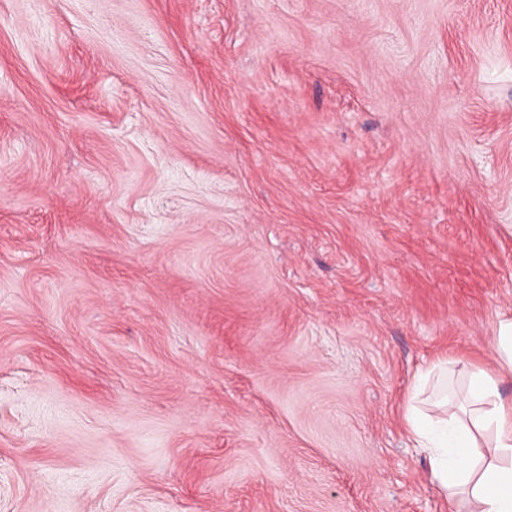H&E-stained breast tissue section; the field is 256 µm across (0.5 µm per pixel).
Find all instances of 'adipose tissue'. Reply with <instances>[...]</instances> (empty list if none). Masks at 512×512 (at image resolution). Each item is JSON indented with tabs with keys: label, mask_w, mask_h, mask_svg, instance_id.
Instances as JSON below:
<instances>
[{
	"label": "adipose tissue",
	"mask_w": 512,
	"mask_h": 512,
	"mask_svg": "<svg viewBox=\"0 0 512 512\" xmlns=\"http://www.w3.org/2000/svg\"><path fill=\"white\" fill-rule=\"evenodd\" d=\"M495 343L496 370L472 371L464 402L446 392L441 416L414 405L405 414L449 505L465 495L467 512H512V399L500 389L512 379V317L499 320Z\"/></svg>",
	"instance_id": "obj_1"
}]
</instances>
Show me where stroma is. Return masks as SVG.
Wrapping results in <instances>:
<instances>
[{"label": "stroma", "instance_id": "obj_1", "mask_svg": "<svg viewBox=\"0 0 512 512\" xmlns=\"http://www.w3.org/2000/svg\"><path fill=\"white\" fill-rule=\"evenodd\" d=\"M506 315L512 0H0V512H448Z\"/></svg>", "mask_w": 512, "mask_h": 512}]
</instances>
